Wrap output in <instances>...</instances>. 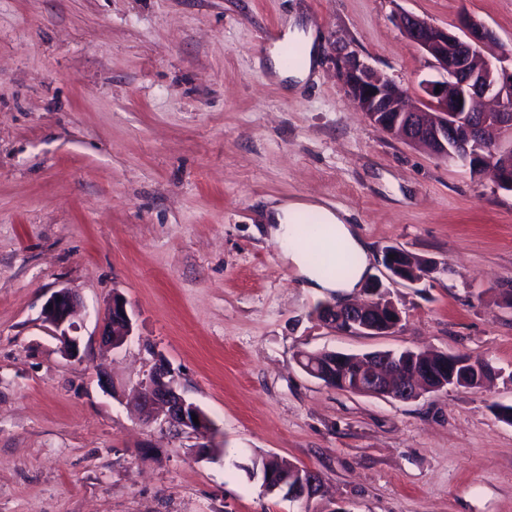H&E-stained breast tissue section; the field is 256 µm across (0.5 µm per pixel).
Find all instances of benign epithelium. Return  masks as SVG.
Returning <instances> with one entry per match:
<instances>
[{
	"instance_id": "7a95c632",
	"label": "benign epithelium",
	"mask_w": 512,
	"mask_h": 512,
	"mask_svg": "<svg viewBox=\"0 0 512 512\" xmlns=\"http://www.w3.org/2000/svg\"><path fill=\"white\" fill-rule=\"evenodd\" d=\"M399 26L405 36L425 51L434 63L438 76L427 79L421 89L431 106L417 110L405 101L403 92L389 78L353 54L337 59V67L348 93L359 109L374 124L390 133L400 135L411 145H424L442 159L448 158V133L457 129L467 135L484 133L498 147L493 158H483L484 165L493 167L498 185L512 188V178L501 168L498 159L504 153L512 154V67L498 66L483 59L482 48L495 40V34L486 23L469 14H462L452 29L437 27L414 14L399 17ZM385 280L371 282L368 298L344 305L318 306V319L341 331L362 336H379L394 330L401 322L399 309L387 298L384 281L393 284H415L426 272L439 269L431 260L417 269L403 258V254L389 250L383 258ZM76 304L75 292L63 288L55 292L43 307L42 318L52 326L64 350L79 353L80 340L71 335L70 316ZM133 324L126 301L112 298L102 340L117 348L132 335ZM394 350H375L361 356L336 351L302 352L296 363L309 377L318 381L327 377L323 370L326 359L330 366L348 369L357 364L353 383L344 384L343 391L357 395H373L407 402L432 391L457 386L459 363L444 353L429 367L402 372L394 367ZM138 404L162 417L163 423L176 430L190 429L205 434L210 420L194 402L188 400L174 386L170 368L157 364L143 382L137 397ZM198 422H193V417ZM295 484H290L288 473L268 472L264 490L269 494L300 502L306 506L321 496L325 484L323 474L315 468H293Z\"/></svg>"
}]
</instances>
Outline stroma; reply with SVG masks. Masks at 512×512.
Segmentation results:
<instances>
[{
	"instance_id": "stroma-1",
	"label": "stroma",
	"mask_w": 512,
	"mask_h": 512,
	"mask_svg": "<svg viewBox=\"0 0 512 512\" xmlns=\"http://www.w3.org/2000/svg\"><path fill=\"white\" fill-rule=\"evenodd\" d=\"M512 50V0H0V512H302L253 460L325 477V512H512V192L387 134L336 69L353 53L412 101L435 69L400 30L461 11ZM312 27L316 66L288 90L266 30ZM346 216L372 276L399 247L438 262L393 284L397 329L321 323L282 265L267 206ZM76 291L80 352L42 318ZM121 296L134 332L101 330ZM435 350L490 363L481 389L400 402L323 385L302 351ZM210 418L206 436L146 420L157 361ZM209 444L210 453L196 449Z\"/></svg>"
}]
</instances>
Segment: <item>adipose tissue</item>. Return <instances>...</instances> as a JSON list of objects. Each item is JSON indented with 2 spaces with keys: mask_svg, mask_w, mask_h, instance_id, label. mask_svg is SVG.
Here are the masks:
<instances>
[{
  "mask_svg": "<svg viewBox=\"0 0 512 512\" xmlns=\"http://www.w3.org/2000/svg\"><path fill=\"white\" fill-rule=\"evenodd\" d=\"M285 40L297 43L300 59L297 64H289L285 60L282 47H274L269 52L271 71L279 80H287L293 84L305 81L310 76L317 57L315 33L295 25L288 28ZM309 213L317 215L320 225L329 227V237H318L311 241L303 236L300 225ZM264 221L270 238L280 249L283 262L292 269L303 288L314 294L334 291L349 294L362 287L370 272L369 246L352 225L346 224L338 212L314 202L284 200L266 209ZM316 245L330 252L340 246L355 254L358 259L355 269L342 278L325 274L311 259V249Z\"/></svg>",
  "mask_w": 512,
  "mask_h": 512,
  "instance_id": "obj_1",
  "label": "adipose tissue"
}]
</instances>
